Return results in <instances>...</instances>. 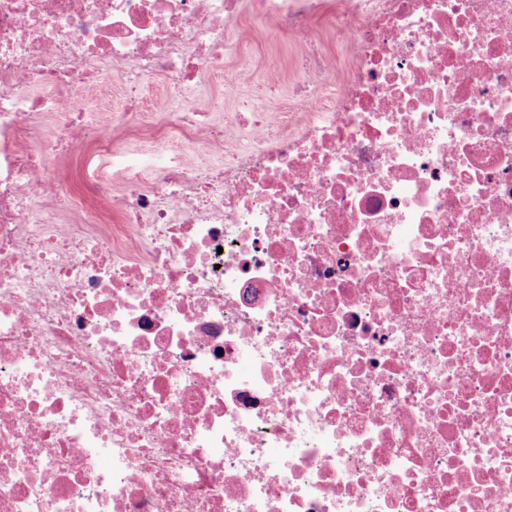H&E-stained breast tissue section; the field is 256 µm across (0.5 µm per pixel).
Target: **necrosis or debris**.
Wrapping results in <instances>:
<instances>
[{"instance_id":"4bbe7bcc","label":"necrosis or debris","mask_w":512,"mask_h":512,"mask_svg":"<svg viewBox=\"0 0 512 512\" xmlns=\"http://www.w3.org/2000/svg\"><path fill=\"white\" fill-rule=\"evenodd\" d=\"M253 5L351 72L224 125L240 0H0V512H512V0ZM115 80L223 167L59 121ZM317 48L320 55L341 75H348L349 64L341 45L336 39L333 27L328 23L317 26Z\"/></svg>"}]
</instances>
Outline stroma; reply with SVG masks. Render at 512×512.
Instances as JSON below:
<instances>
[{
    "instance_id": "stroma-1",
    "label": "stroma",
    "mask_w": 512,
    "mask_h": 512,
    "mask_svg": "<svg viewBox=\"0 0 512 512\" xmlns=\"http://www.w3.org/2000/svg\"><path fill=\"white\" fill-rule=\"evenodd\" d=\"M224 76H204L200 95L204 101L223 105L225 115L246 112L278 110L292 112L300 98L297 74L299 41L283 37L272 25L243 5L237 19L224 32ZM247 70L251 74L248 84L241 85L230 78L232 72ZM281 74L277 84L266 80L268 70ZM169 98L163 85L148 88L137 105L144 112L143 121L124 125L118 117L122 109L119 84H112L97 105L88 112L87 122L101 127H112L123 139L124 147L133 153L153 151L160 141H184L195 138V131H178L174 115L168 112Z\"/></svg>"
}]
</instances>
